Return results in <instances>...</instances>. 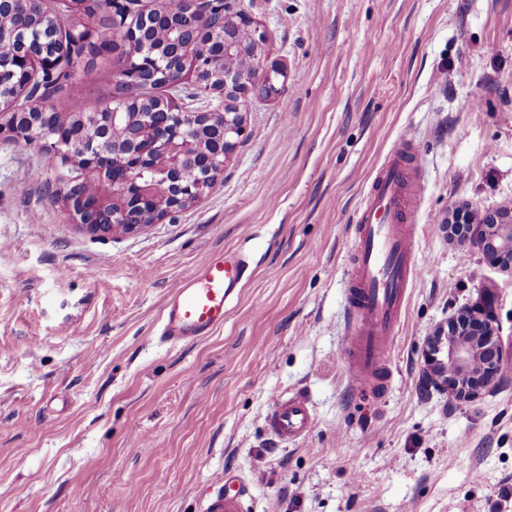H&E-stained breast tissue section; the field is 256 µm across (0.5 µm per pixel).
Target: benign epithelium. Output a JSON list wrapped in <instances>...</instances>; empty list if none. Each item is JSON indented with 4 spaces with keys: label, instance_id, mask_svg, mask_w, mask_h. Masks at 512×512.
Listing matches in <instances>:
<instances>
[{
    "label": "benign epithelium",
    "instance_id": "benign-epithelium-1",
    "mask_svg": "<svg viewBox=\"0 0 512 512\" xmlns=\"http://www.w3.org/2000/svg\"><path fill=\"white\" fill-rule=\"evenodd\" d=\"M0 140L31 145L48 143L71 162L70 176L52 194L82 230L92 236L134 233L193 204L223 175L246 134L248 99L276 94L281 69L266 61L265 33L241 0H150L131 28L144 42L158 21L169 22V40L149 53L127 58L113 74L118 95L106 112H51L38 104L42 79L65 66L58 29L61 19L48 0H0ZM228 4L223 8L220 3ZM70 48L112 52L109 39L97 36L78 17L83 0H65ZM246 56L248 70L221 67L223 60ZM177 58L179 70L164 72L160 62ZM166 73L168 94L158 112L146 101L132 104L129 86L156 83ZM218 97L219 109H191L188 102ZM466 224L458 237L512 266V210L480 220L458 212ZM491 302L461 314L450 331L438 332L430 345L448 342V363L433 366L431 383L470 398L490 385L499 371L500 350L493 337Z\"/></svg>",
    "mask_w": 512,
    "mask_h": 512
}]
</instances>
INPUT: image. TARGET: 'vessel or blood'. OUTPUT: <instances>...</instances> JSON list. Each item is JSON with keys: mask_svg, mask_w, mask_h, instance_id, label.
Masks as SVG:
<instances>
[{"mask_svg": "<svg viewBox=\"0 0 512 512\" xmlns=\"http://www.w3.org/2000/svg\"><path fill=\"white\" fill-rule=\"evenodd\" d=\"M417 158L399 141L377 170L353 226L354 253L350 276V333L342 354L349 381L358 392L374 395L381 388L395 329L418 263L414 248V199L407 192ZM241 255L207 257L181 278L168 306L161 339L185 346L224 324V311L242 281ZM269 433L282 442L305 437L314 416L305 395L275 399L266 416ZM242 493L212 498L208 512H243Z\"/></svg>", "mask_w": 512, "mask_h": 512, "instance_id": "vessel-or-blood-1", "label": "vessel or blood"}]
</instances>
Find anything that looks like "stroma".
<instances>
[{
  "label": "stroma",
  "instance_id": "35a3bbf8",
  "mask_svg": "<svg viewBox=\"0 0 512 512\" xmlns=\"http://www.w3.org/2000/svg\"><path fill=\"white\" fill-rule=\"evenodd\" d=\"M277 95L252 99L223 176L144 231L83 232L48 190L47 144L0 140V512H207L225 474L245 512H512V272L448 232L512 207V0H245ZM117 53L57 112L110 104ZM408 137L422 156L409 292L387 390L340 359L351 226ZM247 262L224 325L160 339L184 271ZM491 294L500 383L428 387V338ZM304 394L305 437L266 427Z\"/></svg>",
  "mask_w": 512,
  "mask_h": 512
}]
</instances>
